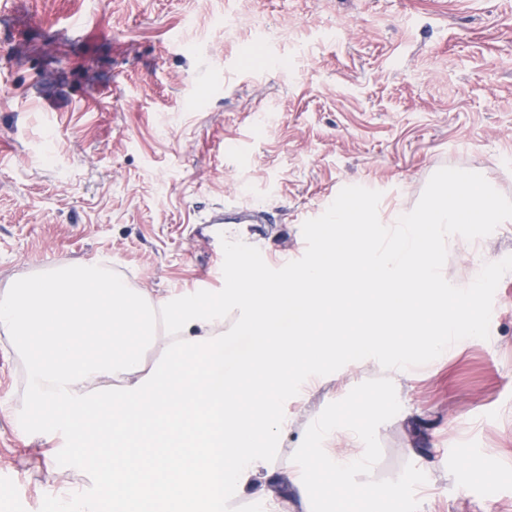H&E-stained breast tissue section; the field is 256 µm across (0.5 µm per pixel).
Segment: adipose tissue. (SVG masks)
<instances>
[{"instance_id":"obj_1","label":"adipose tissue","mask_w":512,"mask_h":512,"mask_svg":"<svg viewBox=\"0 0 512 512\" xmlns=\"http://www.w3.org/2000/svg\"><path fill=\"white\" fill-rule=\"evenodd\" d=\"M329 221L344 233L289 283H269L244 268L226 294L155 298L98 261L62 262L7 281L0 338L25 366L20 434L51 445L63 431L72 437L70 458L110 459L94 492L57 500V512H223L228 499L266 512H313L307 471L277 466L275 399L250 418L240 413L245 391L224 379L226 333L256 336L246 371L281 379L337 288L362 269L369 287L384 291L380 312L367 319L364 358L399 366L434 355L453 333L447 302L461 308L468 300L442 274L454 227L506 218L490 190L452 175L438 198L388 224H375L367 202L354 212L337 208ZM157 348L161 357L145 364L143 351ZM371 435L337 419L319 423L317 453L336 487L367 467ZM339 440L347 446L342 455L332 449Z\"/></svg>"}]
</instances>
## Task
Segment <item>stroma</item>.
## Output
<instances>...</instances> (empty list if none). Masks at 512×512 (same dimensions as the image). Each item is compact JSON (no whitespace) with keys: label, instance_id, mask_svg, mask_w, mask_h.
<instances>
[{"label":"stroma","instance_id":"1","mask_svg":"<svg viewBox=\"0 0 512 512\" xmlns=\"http://www.w3.org/2000/svg\"><path fill=\"white\" fill-rule=\"evenodd\" d=\"M510 18L512 0H0V286L106 258L149 294L195 291L208 253L192 222L224 202L271 214L266 279L279 256L314 260L311 216L345 190L383 224L472 173L512 214ZM457 234L449 285L483 259L499 304L380 408L350 478L359 512H512V223ZM373 298L356 284L324 313L339 354L278 405L280 464L317 467L313 427L388 379L356 354ZM22 380L0 342V512H48L93 491L94 463L21 440L6 409L24 408Z\"/></svg>","mask_w":512,"mask_h":512}]
</instances>
